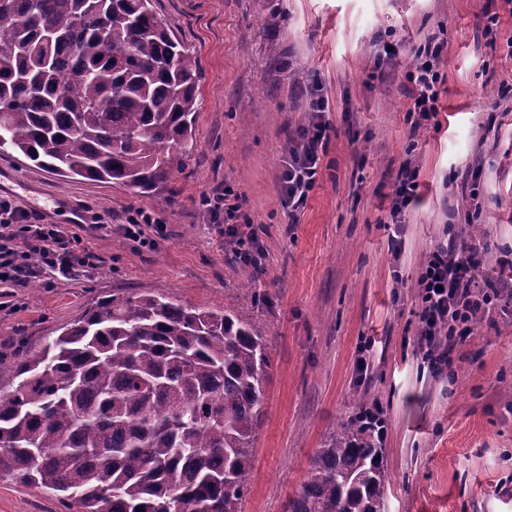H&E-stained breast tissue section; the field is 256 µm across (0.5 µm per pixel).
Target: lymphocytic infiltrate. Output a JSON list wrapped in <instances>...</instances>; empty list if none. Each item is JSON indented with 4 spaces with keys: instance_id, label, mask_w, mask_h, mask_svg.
<instances>
[{
    "instance_id": "f902f5d3",
    "label": "lymphocytic infiltrate",
    "mask_w": 512,
    "mask_h": 512,
    "mask_svg": "<svg viewBox=\"0 0 512 512\" xmlns=\"http://www.w3.org/2000/svg\"><path fill=\"white\" fill-rule=\"evenodd\" d=\"M444 52V42L435 37L414 52L413 68L406 79L411 85L415 127L437 121ZM308 109L310 121L298 142L289 148L281 175L282 200L292 212L304 207L315 185L327 137L328 102L321 87L312 88ZM206 204L213 215L223 216L224 233L233 238L237 258L257 264L256 238L237 234L238 225L252 222L241 198L227 190L207 198ZM90 260V254L79 248L77 237L56 225L34 222L31 213L0 199V283L21 284L43 271L67 274L89 265ZM477 265L473 249L446 243L434 248L420 267L416 278L420 308L417 336L425 348L424 361L432 371H441L448 364L444 341L470 331L472 321L500 293L498 283L477 276Z\"/></svg>"
}]
</instances>
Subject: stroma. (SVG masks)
Segmentation results:
<instances>
[{"label":"stroma","mask_w":512,"mask_h":512,"mask_svg":"<svg viewBox=\"0 0 512 512\" xmlns=\"http://www.w3.org/2000/svg\"><path fill=\"white\" fill-rule=\"evenodd\" d=\"M197 57L196 146L154 191L67 178L7 149L0 196L65 225L96 266L65 278L0 284V356L57 336L97 297L153 294L248 318L271 358L243 512H285L317 451L355 396L388 421L392 481L382 512H512V0H153ZM281 21L266 26L270 13ZM443 39L439 127L412 129L406 74L415 49ZM397 52L384 59V46ZM321 84L330 128L306 205L281 203L288 150ZM421 195L402 246L388 227L404 163ZM479 171L480 195L454 186ZM244 196L261 263H237L224 220L205 198ZM166 223L156 248L125 239L130 210ZM110 230L92 231L91 214ZM480 225L471 234L470 225ZM468 243L499 272L502 296L451 343L432 373L415 340L414 288L444 237ZM367 357V371L357 361ZM49 493L0 475V512H60Z\"/></svg>","instance_id":"stroma-1"}]
</instances>
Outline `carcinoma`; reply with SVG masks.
<instances>
[{
    "mask_svg": "<svg viewBox=\"0 0 512 512\" xmlns=\"http://www.w3.org/2000/svg\"><path fill=\"white\" fill-rule=\"evenodd\" d=\"M198 61L153 0H0V148L148 193L194 149ZM271 366L230 309L107 295L0 357V473L62 512H242ZM376 432L352 416L286 512H381Z\"/></svg>",
    "mask_w": 512,
    "mask_h": 512,
    "instance_id": "obj_1",
    "label": "carcinoma"
}]
</instances>
